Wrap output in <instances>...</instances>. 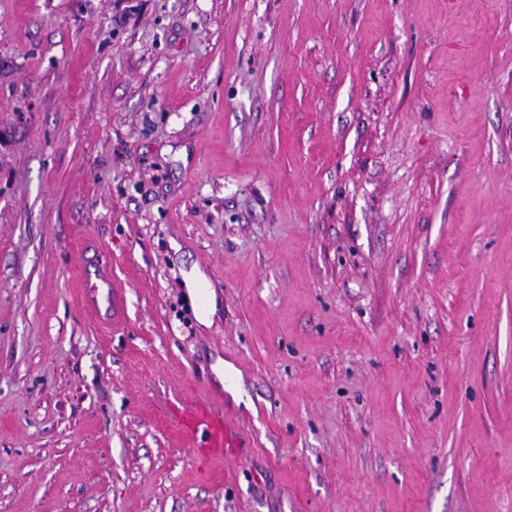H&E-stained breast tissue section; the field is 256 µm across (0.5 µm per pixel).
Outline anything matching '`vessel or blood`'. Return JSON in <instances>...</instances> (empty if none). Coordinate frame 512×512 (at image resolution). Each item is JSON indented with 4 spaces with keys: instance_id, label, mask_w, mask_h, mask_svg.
Segmentation results:
<instances>
[{
    "instance_id": "vessel-or-blood-1",
    "label": "vessel or blood",
    "mask_w": 512,
    "mask_h": 512,
    "mask_svg": "<svg viewBox=\"0 0 512 512\" xmlns=\"http://www.w3.org/2000/svg\"><path fill=\"white\" fill-rule=\"evenodd\" d=\"M81 293L86 307L103 323L113 328L123 324V288L102 265H85ZM167 415L177 434L204 462L223 460L232 449L241 447L242 440L224 414L219 402L210 398L188 395L181 407L168 410Z\"/></svg>"
}]
</instances>
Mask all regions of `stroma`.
<instances>
[{"label": "stroma", "mask_w": 512, "mask_h": 512, "mask_svg": "<svg viewBox=\"0 0 512 512\" xmlns=\"http://www.w3.org/2000/svg\"><path fill=\"white\" fill-rule=\"evenodd\" d=\"M0 512H512V0H0ZM81 293L86 307L99 322L112 321V330L123 324V288L112 279L106 266L87 264L81 279ZM165 414L177 434L204 462L224 461L233 448H241V436L214 399L189 394L181 407L166 408Z\"/></svg>", "instance_id": "stroma-1"}]
</instances>
